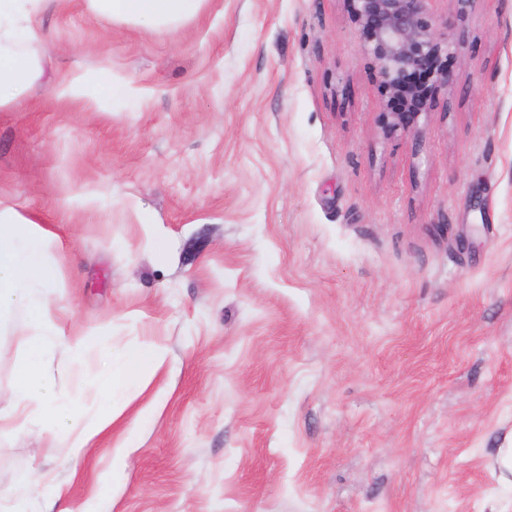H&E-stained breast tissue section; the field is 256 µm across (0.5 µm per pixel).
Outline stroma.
Listing matches in <instances>:
<instances>
[{
	"label": "stroma",
	"instance_id": "stroma-1",
	"mask_svg": "<svg viewBox=\"0 0 512 512\" xmlns=\"http://www.w3.org/2000/svg\"><path fill=\"white\" fill-rule=\"evenodd\" d=\"M430 8L470 38L418 153L345 0L38 16L45 72L88 90L0 109V208L72 253L43 371L90 426L103 337L165 363L78 458L1 433V492L35 470L85 512H512V0ZM23 330L0 323L1 407ZM205 0H88L104 18L156 30L186 23L201 12Z\"/></svg>",
	"mask_w": 512,
	"mask_h": 512
}]
</instances>
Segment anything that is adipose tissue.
I'll list each match as a JSON object with an SVG mask.
<instances>
[{"mask_svg":"<svg viewBox=\"0 0 512 512\" xmlns=\"http://www.w3.org/2000/svg\"><path fill=\"white\" fill-rule=\"evenodd\" d=\"M49 0H0V109L20 101L42 74V61L33 43L42 34L36 14ZM101 17L138 25L147 30L186 23L201 12L205 0H88ZM52 237L30 218L12 209H0V319L16 310L29 316L31 335L24 337L25 351L15 376V399L0 408V423L26 428L36 423L65 434L68 458H78L94 434L114 418V404L134 380L131 360L111 356L96 389L101 416L93 428H80L81 411L73 402L56 396L52 382L42 372L44 356L63 344L65 334L51 317L47 269ZM11 512H55L60 495L40 489L33 475L19 478L12 491Z\"/></svg>","mask_w":512,"mask_h":512,"instance_id":"1","label":"adipose tissue"}]
</instances>
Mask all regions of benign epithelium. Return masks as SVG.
<instances>
[{"mask_svg": "<svg viewBox=\"0 0 512 512\" xmlns=\"http://www.w3.org/2000/svg\"><path fill=\"white\" fill-rule=\"evenodd\" d=\"M431 0H347L364 35L363 50L374 58L386 97L398 99L400 110L383 113L384 129L401 133L415 147L423 142L420 117L428 116L434 99L416 106V90L407 77L431 60L442 59L465 40V30L448 29L430 11ZM453 76L441 68L432 73V92L448 90Z\"/></svg>", "mask_w": 512, "mask_h": 512, "instance_id": "benign-epithelium-1", "label": "benign epithelium"}]
</instances>
